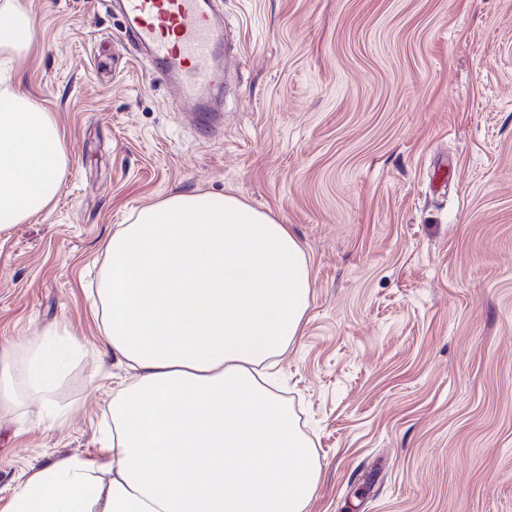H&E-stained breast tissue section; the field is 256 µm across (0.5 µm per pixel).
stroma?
I'll use <instances>...</instances> for the list:
<instances>
[{"instance_id":"obj_1","label":"stroma","mask_w":512,"mask_h":512,"mask_svg":"<svg viewBox=\"0 0 512 512\" xmlns=\"http://www.w3.org/2000/svg\"><path fill=\"white\" fill-rule=\"evenodd\" d=\"M13 83L60 132L52 201L0 230V512L105 452L132 373L101 347L105 241L177 193L288 225L314 281L276 392L313 441L306 512H512V0H221L224 135L186 123L110 0H0ZM59 356L30 396L26 346ZM30 42L29 22L24 15L14 13L0 21V46L24 43L26 48ZM12 362L11 354L7 349L0 351V411L2 408L11 407L14 403L15 395L10 375V366Z\"/></svg>"}]
</instances>
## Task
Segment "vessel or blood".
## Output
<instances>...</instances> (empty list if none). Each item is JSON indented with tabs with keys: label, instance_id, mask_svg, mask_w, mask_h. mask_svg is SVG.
Masks as SVG:
<instances>
[{
	"label": "vessel or blood",
	"instance_id": "b4317fda",
	"mask_svg": "<svg viewBox=\"0 0 512 512\" xmlns=\"http://www.w3.org/2000/svg\"><path fill=\"white\" fill-rule=\"evenodd\" d=\"M118 2L129 31L149 51L153 79L175 89L182 106L215 133L223 125L214 91L224 82V16L213 0Z\"/></svg>",
	"mask_w": 512,
	"mask_h": 512
}]
</instances>
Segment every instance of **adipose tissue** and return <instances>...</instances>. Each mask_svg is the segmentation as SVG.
Returning <instances> with one entry per match:
<instances>
[{
  "mask_svg": "<svg viewBox=\"0 0 512 512\" xmlns=\"http://www.w3.org/2000/svg\"><path fill=\"white\" fill-rule=\"evenodd\" d=\"M58 128L0 87V229L64 176ZM102 342L137 373L108 406L103 459L34 472L8 512H305L313 443L260 367L300 335L313 279L287 225L231 195L175 194L105 244Z\"/></svg>",
  "mask_w": 512,
  "mask_h": 512,
  "instance_id": "ef3b65f1",
  "label": "adipose tissue"
}]
</instances>
